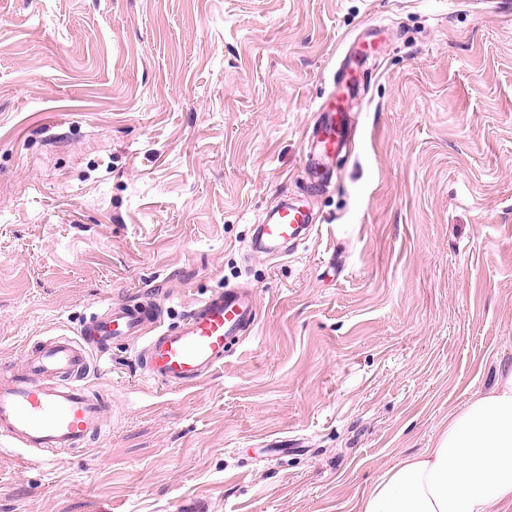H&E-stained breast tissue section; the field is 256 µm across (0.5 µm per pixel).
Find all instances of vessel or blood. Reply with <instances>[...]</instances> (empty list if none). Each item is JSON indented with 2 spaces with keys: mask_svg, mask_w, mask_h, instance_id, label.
<instances>
[{
  "mask_svg": "<svg viewBox=\"0 0 512 512\" xmlns=\"http://www.w3.org/2000/svg\"><path fill=\"white\" fill-rule=\"evenodd\" d=\"M355 90L353 78H340L337 92L319 106L324 120L315 137L323 164L346 145ZM256 229L254 251L283 257L312 234L314 220L304 207L285 203ZM256 322V296L243 287L213 291L172 328L159 304L108 303L83 320L76 336L40 340L0 372V446L27 449L33 460L51 464L60 450L96 443L111 411L89 380L114 344L131 347L142 378L184 391L222 367L228 346L243 341Z\"/></svg>",
  "mask_w": 512,
  "mask_h": 512,
  "instance_id": "obj_1",
  "label": "vessel or blood"
}]
</instances>
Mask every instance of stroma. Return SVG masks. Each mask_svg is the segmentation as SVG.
<instances>
[{"mask_svg":"<svg viewBox=\"0 0 512 512\" xmlns=\"http://www.w3.org/2000/svg\"><path fill=\"white\" fill-rule=\"evenodd\" d=\"M354 71L326 184L303 136ZM316 229L251 252L283 198ZM193 391L113 347L112 429L0 454V512H355L512 363V0H0V364L108 302L225 286Z\"/></svg>","mask_w":512,"mask_h":512,"instance_id":"35a3bbf8","label":"stroma"}]
</instances>
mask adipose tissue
<instances>
[{
  "instance_id": "obj_1",
  "label": "adipose tissue",
  "mask_w": 512,
  "mask_h": 512,
  "mask_svg": "<svg viewBox=\"0 0 512 512\" xmlns=\"http://www.w3.org/2000/svg\"><path fill=\"white\" fill-rule=\"evenodd\" d=\"M512 505V365L448 419L432 448L388 468L357 512H498Z\"/></svg>"
}]
</instances>
